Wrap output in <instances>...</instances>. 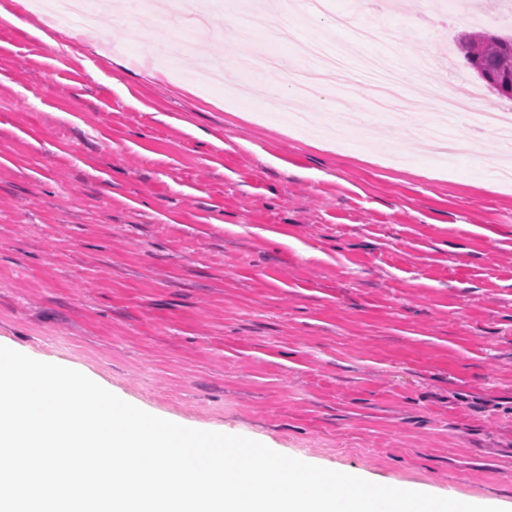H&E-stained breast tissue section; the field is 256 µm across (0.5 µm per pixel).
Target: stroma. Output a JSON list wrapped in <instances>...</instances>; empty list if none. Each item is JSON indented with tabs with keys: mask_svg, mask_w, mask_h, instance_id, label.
I'll return each mask as SVG.
<instances>
[{
	"mask_svg": "<svg viewBox=\"0 0 512 512\" xmlns=\"http://www.w3.org/2000/svg\"><path fill=\"white\" fill-rule=\"evenodd\" d=\"M249 3L191 31L196 49L257 39ZM482 3L477 27L402 0L391 58L432 92L336 138L269 111L277 79L160 61L127 2L119 30L104 13L90 31L0 0V345L185 427L512 512V181L481 170L495 130L463 119L457 150L433 148L434 91L512 110L457 48L512 34L502 0ZM437 31L451 59L414 68L408 47ZM339 102L364 116L368 80L310 107Z\"/></svg>",
	"mask_w": 512,
	"mask_h": 512,
	"instance_id": "35a3bbf8",
	"label": "stroma"
}]
</instances>
